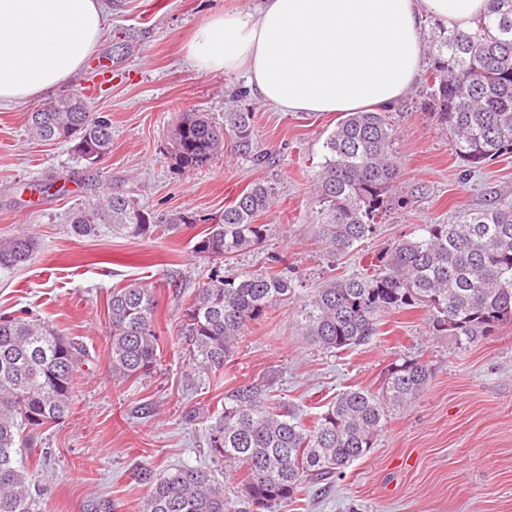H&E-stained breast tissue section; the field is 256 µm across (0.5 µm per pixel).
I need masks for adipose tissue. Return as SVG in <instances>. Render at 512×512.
Returning <instances> with one entry per match:
<instances>
[{"label":"adipose tissue","instance_id":"adipose-tissue-1","mask_svg":"<svg viewBox=\"0 0 512 512\" xmlns=\"http://www.w3.org/2000/svg\"><path fill=\"white\" fill-rule=\"evenodd\" d=\"M492 0H261L210 15L184 47L204 73H243L264 102L313 114L385 109L411 88L426 18L468 31ZM105 0H0V106L53 97L108 26Z\"/></svg>","mask_w":512,"mask_h":512}]
</instances>
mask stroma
Masks as SVG:
<instances>
[{
    "label": "stroma",
    "instance_id": "stroma-1",
    "mask_svg": "<svg viewBox=\"0 0 512 512\" xmlns=\"http://www.w3.org/2000/svg\"><path fill=\"white\" fill-rule=\"evenodd\" d=\"M258 0H112L110 26L74 91L101 82L92 111L112 121V150L91 162L70 145L32 139L29 106L0 109V235L26 230L37 256L0 283V315L31 316L87 345L88 374L74 389L73 412L44 428L29 450L48 512H128L145 491L141 470L209 471L228 498L238 471L212 458L204 417L237 388L274 391L307 416L337 392L379 390L402 358L425 360L423 392L391 407L374 448L331 483H311L282 512H512V324L465 350L429 334L425 309L386 314L366 346L337 355L312 346L295 318V301L252 325L219 373L185 380L182 314L203 280L195 241L246 187H273L275 203L259 221L261 245L224 263L225 273L256 270L280 258L306 287L359 273L398 239L425 224H445L491 192L512 195V155L464 176L448 135L429 114V64L388 112L402 169L395 199L358 251L332 260L318 243L314 179L339 115L280 112L246 93L243 74H205L186 60L191 33L218 10H251ZM253 116L261 160L225 153L198 169L169 156L172 124L184 112ZM129 197L152 213L192 212L196 221L142 238L100 225L75 235L69 216L105 194ZM137 281L156 298L161 361L138 381L114 382L108 370L113 288Z\"/></svg>",
    "mask_w": 512,
    "mask_h": 512
}]
</instances>
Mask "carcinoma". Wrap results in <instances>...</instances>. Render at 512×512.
<instances>
[{
  "label": "carcinoma",
  "instance_id": "obj_1",
  "mask_svg": "<svg viewBox=\"0 0 512 512\" xmlns=\"http://www.w3.org/2000/svg\"><path fill=\"white\" fill-rule=\"evenodd\" d=\"M427 105L467 167L512 154V0H493L491 14L473 29L433 40ZM226 130L232 132L231 150L257 155L251 113L226 112L219 123L207 112H185L170 130L175 165L191 171L218 157ZM27 132L97 160L112 149L111 119L91 111L83 92L58 98L50 112L29 113ZM395 140L381 110L344 115L326 139L315 193L318 238L328 257L347 254L376 233V218L400 176ZM272 199L270 187L252 185L193 246L211 268L180 327L189 355L186 378L224 368L245 331L293 297L302 299L296 310L302 335L330 353L369 344L382 317L395 310L426 309L432 335L451 337L458 349L512 323L511 195L491 196L450 224H425L363 272L329 277L309 290L286 268L221 274L224 260L263 242L265 225L256 218ZM195 222L188 212L156 216L119 194L71 217L79 236L95 233L100 224L139 238L163 225ZM36 251L35 239L23 231L0 236V281L31 263ZM108 307L112 378L136 381L159 359L153 291L138 283L114 288ZM89 361L82 342L36 319L0 316V512H46L23 449L34 434L72 413V391ZM430 374L428 363L406 357L388 370L381 391L346 390L309 425L287 403L244 384L207 417V445L224 466L244 472L246 512H278L305 484L329 481L366 456L387 423L389 405L414 400ZM139 481L146 492L137 512L235 510L202 469L184 467L159 477L144 471Z\"/></svg>",
  "mask_w": 512,
  "mask_h": 512
}]
</instances>
